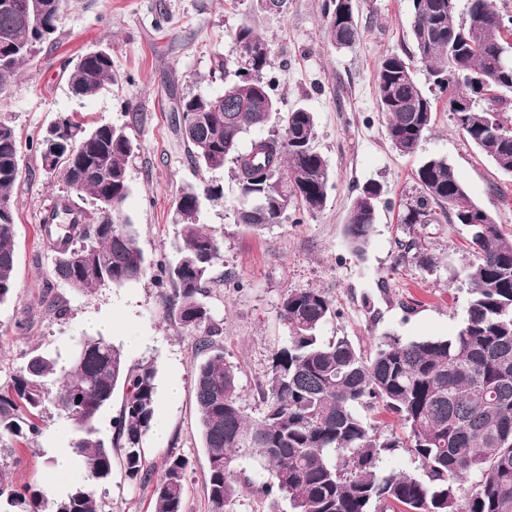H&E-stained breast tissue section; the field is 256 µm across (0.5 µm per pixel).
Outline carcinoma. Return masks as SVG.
I'll return each instance as SVG.
<instances>
[{
    "instance_id": "obj_1",
    "label": "carcinoma",
    "mask_w": 512,
    "mask_h": 512,
    "mask_svg": "<svg viewBox=\"0 0 512 512\" xmlns=\"http://www.w3.org/2000/svg\"><path fill=\"white\" fill-rule=\"evenodd\" d=\"M28 0H0V95L20 69L34 61L57 31L63 0L27 17ZM413 56L428 70L463 136L500 171L512 173V67H501L495 40L512 32V17L492 0H476L479 12L455 17L456 0H410ZM324 29L330 44L349 48L361 36L352 0H323ZM237 80L224 96H196L176 102L180 134L194 163L205 171L236 164L241 206L237 221L249 227L279 224L292 209L321 211L331 175L326 159L312 146L316 116L299 107L282 116L284 133L257 138L241 149L245 134L266 127L278 115L271 87L261 80L268 63L264 38L248 22L235 33ZM114 78L107 51L86 53L69 75L72 93L91 98ZM378 110L394 150L414 155L436 114V98L418 84L412 60L392 54L376 68ZM456 100L469 102L464 112ZM137 145L124 127H88L75 115H61L37 139L41 166L60 177L68 192L90 197L93 212L75 209L63 195L43 224L55 258V278L78 291L121 286L150 269L137 246L133 225L123 219L130 193L127 165ZM21 145L14 129L0 123V305L15 286V231L11 190L20 178ZM417 196L406 204L400 223L420 227L405 244L429 268L436 258L425 248L431 224L467 228L474 261L464 267L470 300L464 326L454 336L403 342L386 337L365 355L345 336L324 342L320 328L336 308L317 289L290 290L281 300L286 342L272 354L260 387L262 412L244 409L239 369L216 347L223 323L202 299L203 284L222 258V245L200 223L206 187L187 188L176 202L179 234L175 258L160 265V278L173 286L180 328L195 337L207 358L194 378L195 400L206 450L208 498L212 512H226L239 495V461L256 460L267 472L260 492L271 512L288 502L291 512H382L390 504L403 512H512V239L470 198L454 168L440 156L425 158L416 171ZM382 186L364 185L352 202L345 236L362 255L376 224ZM60 356L32 350L13 384L0 392V435L27 441L42 434L40 414L51 400L71 426L72 452L83 472L60 496L13 481L0 468L3 512H100L91 487L112 479L119 454L127 480L152 486L154 512H183L189 462L177 453L159 474L146 464L142 439L156 423L157 370L131 365L122 350L102 337L80 343L69 366ZM124 404L112 421V441L96 437L95 422L116 390ZM377 401L396 414L407 440L385 434L357 412ZM402 446L420 460L427 479L400 471L379 472L382 455Z\"/></svg>"
}]
</instances>
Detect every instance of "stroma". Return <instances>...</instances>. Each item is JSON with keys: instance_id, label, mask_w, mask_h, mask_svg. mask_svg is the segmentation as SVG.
<instances>
[{"instance_id": "stroma-1", "label": "stroma", "mask_w": 512, "mask_h": 512, "mask_svg": "<svg viewBox=\"0 0 512 512\" xmlns=\"http://www.w3.org/2000/svg\"><path fill=\"white\" fill-rule=\"evenodd\" d=\"M322 0H288L283 12L265 10L261 0H65L54 45L23 67L9 95L0 98V122L13 127L23 144L21 176L12 191L15 216L14 296L0 305V389L18 375L35 348L68 355L79 340L105 326L104 338L124 344L130 364L157 367L156 418L168 429L165 442L146 434L148 466L160 469L169 453L189 461L184 512H211L206 492L207 457L201 445L194 377L202 353L180 328L152 277L120 287L76 291L64 284L46 288L55 253L42 240L41 226L62 186L42 170L29 143L60 115L76 114L87 125L127 126L137 149L128 164L131 191L123 213L149 262L172 257L177 239L176 201L189 187L213 186L203 199L200 222L223 245L203 292L224 327L216 342L240 370L242 403L251 416L262 406L270 357L286 341L280 319L283 294L323 290L337 314L324 324L323 339L348 337L368 352L391 334L401 340L447 338L463 326L470 298L462 271L473 260L468 233L460 224L427 228L426 248L435 268L401 260L409 234L399 217L416 194L415 172L428 156L448 159L474 202L512 236V175L461 135L446 105L412 156L399 155L378 110L374 73L379 60L412 48L409 0H359L362 39L336 49L325 39ZM249 22L266 40L270 81L280 111L303 107L316 116L313 145L329 162L332 188L321 212L302 223L283 220L259 229L237 222L238 181L233 162L204 171L192 163L171 125L174 97L222 93L231 75L215 63L235 58L234 33ZM103 49L112 57L115 80L93 98L73 96L70 62ZM382 185L378 219L363 256H356L344 224L358 190ZM177 383L180 391L168 397ZM44 434L18 446L14 479L42 490L55 478L56 449L68 447L71 430L54 407L43 413ZM241 491L228 512H269L259 494L263 475L253 462L241 465ZM102 512H150L145 487L128 481L121 461L112 480L97 488Z\"/></svg>"}]
</instances>
